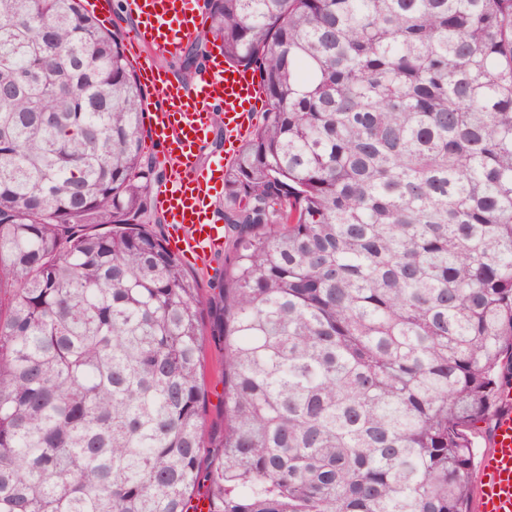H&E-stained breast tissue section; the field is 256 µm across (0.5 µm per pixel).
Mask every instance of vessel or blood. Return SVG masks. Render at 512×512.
Returning <instances> with one entry per match:
<instances>
[{
	"label": "vessel or blood",
	"mask_w": 512,
	"mask_h": 512,
	"mask_svg": "<svg viewBox=\"0 0 512 512\" xmlns=\"http://www.w3.org/2000/svg\"><path fill=\"white\" fill-rule=\"evenodd\" d=\"M137 23L126 37L139 76L158 99L148 112V141L157 164L174 167L155 189L156 204L170 231L169 243L194 261L224 251V227L213 197L226 165L233 162L255 125L264 102L252 69L210 53L193 85L171 79L154 63L176 52L196 27L192 0H127ZM224 123V149L201 160L214 117ZM477 512H512V389L502 394L491 443L478 474Z\"/></svg>",
	"instance_id": "b4317fda"
}]
</instances>
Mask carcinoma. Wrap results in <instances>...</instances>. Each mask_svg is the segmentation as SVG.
I'll use <instances>...</instances> for the list:
<instances>
[{
    "label": "carcinoma",
    "mask_w": 512,
    "mask_h": 512,
    "mask_svg": "<svg viewBox=\"0 0 512 512\" xmlns=\"http://www.w3.org/2000/svg\"><path fill=\"white\" fill-rule=\"evenodd\" d=\"M265 109L202 291L85 0H0V512H471L512 387V0H204ZM224 349L203 429L204 323Z\"/></svg>",
    "instance_id": "cac0c4a2"
}]
</instances>
